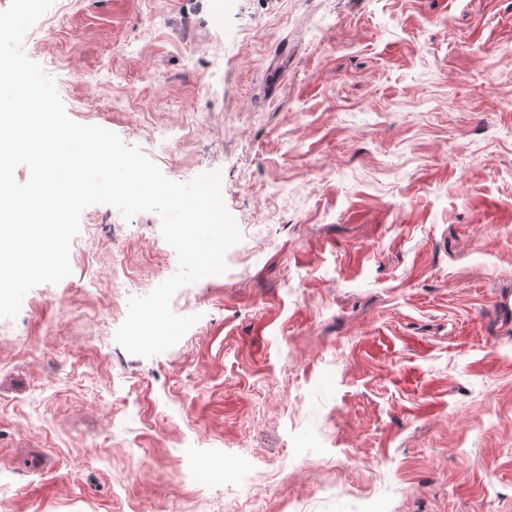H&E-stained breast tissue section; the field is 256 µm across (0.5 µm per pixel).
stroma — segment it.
I'll return each mask as SVG.
<instances>
[{
	"label": "stroma",
	"mask_w": 512,
	"mask_h": 512,
	"mask_svg": "<svg viewBox=\"0 0 512 512\" xmlns=\"http://www.w3.org/2000/svg\"><path fill=\"white\" fill-rule=\"evenodd\" d=\"M35 28L68 116L220 171L243 239L143 358L114 334L177 254L156 213L82 211L70 275L0 318V512H512V0H54Z\"/></svg>",
	"instance_id": "stroma-1"
}]
</instances>
